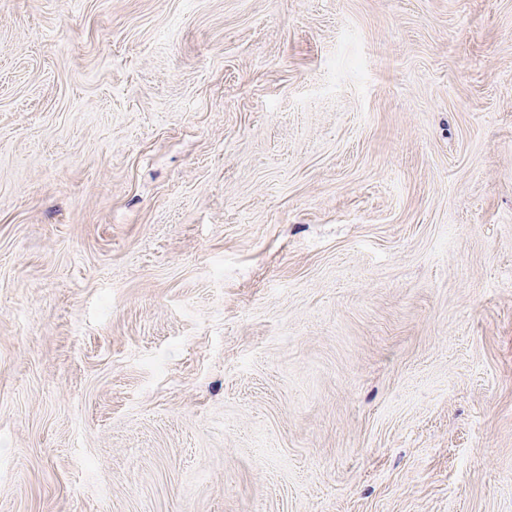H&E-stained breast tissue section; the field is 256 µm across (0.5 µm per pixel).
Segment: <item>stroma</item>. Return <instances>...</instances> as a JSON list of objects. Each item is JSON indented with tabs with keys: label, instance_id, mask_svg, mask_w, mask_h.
Segmentation results:
<instances>
[{
	"label": "stroma",
	"instance_id": "stroma-1",
	"mask_svg": "<svg viewBox=\"0 0 512 512\" xmlns=\"http://www.w3.org/2000/svg\"><path fill=\"white\" fill-rule=\"evenodd\" d=\"M0 512H512V0H0Z\"/></svg>",
	"mask_w": 512,
	"mask_h": 512
}]
</instances>
